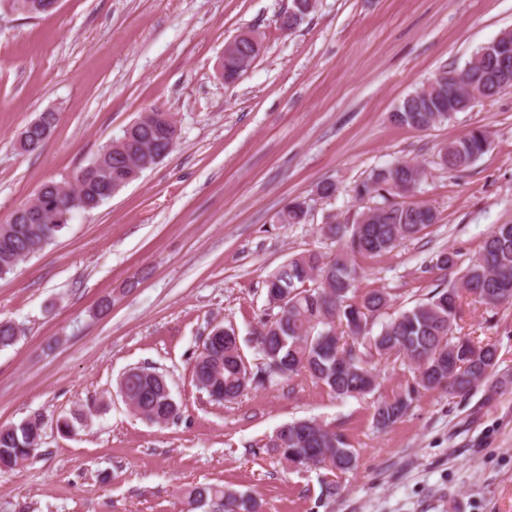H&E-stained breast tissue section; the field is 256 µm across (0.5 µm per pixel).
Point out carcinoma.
<instances>
[{
	"instance_id": "obj_1",
	"label": "carcinoma",
	"mask_w": 512,
	"mask_h": 512,
	"mask_svg": "<svg viewBox=\"0 0 512 512\" xmlns=\"http://www.w3.org/2000/svg\"><path fill=\"white\" fill-rule=\"evenodd\" d=\"M44 0H0V10L28 18L43 13ZM312 0H301L294 13L283 17L280 27L290 30L312 9ZM262 52V43L224 55V74L236 82ZM491 62L473 55L455 73L470 78L487 74ZM448 74L440 72L431 82L408 95L390 113V121L417 132L428 131L479 102L499 94L488 80L477 85L478 96L461 90L448 93ZM164 128L158 124L134 122L123 135L112 140V150L102 148L95 157L97 166L87 170L78 191L83 205L92 211L109 199L107 180L117 171L140 168L144 149L159 141ZM489 133L475 127L444 143L438 152L439 165L454 171L466 170L489 149ZM426 178L423 168L404 161L372 175L357 187L361 197L376 194L383 202L358 213L351 224H325L322 232L343 242V250L330 257L308 250L291 257L266 280L267 299L276 309L259 320L257 339L261 365L251 369L240 347L225 337L221 326L205 338L193 364L195 386L214 401L233 402L250 384L262 385L275 377L308 375L338 398L372 392L376 385L371 359H393L408 365L412 382L391 398L374 407L375 428L387 429L401 421L422 390L446 389L450 395H466L489 382L498 364L496 344L459 331L457 322L463 296L496 309L512 305V224L494 225L481 249L468 262L457 251L442 249L429 261L430 269L446 272L448 284L436 287L425 300L381 324L372 333L376 319L390 307L391 293L372 289L356 295L361 273L349 256H378L405 241L420 238L437 223L436 212L426 204L395 202L393 198L412 192ZM41 197L58 214L72 212L70 198L59 183L49 181L40 189ZM304 203L294 200L279 214V224L304 221ZM65 228L63 224H30L27 209L17 208L9 221L0 224V276L13 272L24 257L35 256L50 245ZM20 328L0 320V349L15 345ZM167 382L149 369L134 367L118 382L120 394L144 417L166 423L178 413L177 405L165 393ZM42 415L35 414L19 424L0 426V466L15 467L34 455L42 436ZM266 447L293 464L311 463L336 472V479L324 483L322 495L329 498L339 489V478L357 468V454L347 438L313 419L288 422L279 427ZM189 503L224 502L223 512H259L257 502L235 490L219 485H201L188 492Z\"/></svg>"
}]
</instances>
